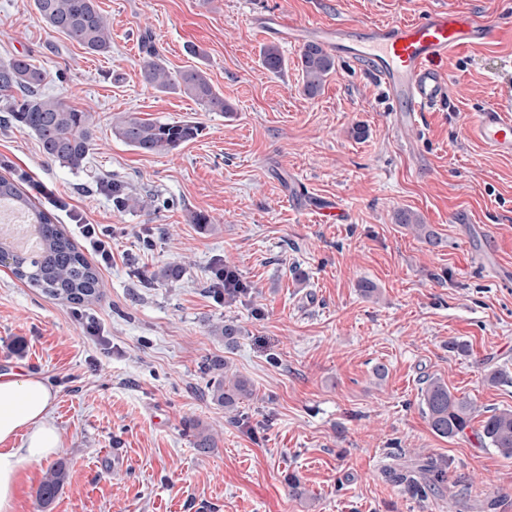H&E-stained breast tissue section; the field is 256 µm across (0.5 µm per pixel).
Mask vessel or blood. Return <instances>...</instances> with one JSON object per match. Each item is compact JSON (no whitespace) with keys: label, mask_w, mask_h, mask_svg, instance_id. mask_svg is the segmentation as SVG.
I'll return each instance as SVG.
<instances>
[{"label":"vessel or blood","mask_w":512,"mask_h":512,"mask_svg":"<svg viewBox=\"0 0 512 512\" xmlns=\"http://www.w3.org/2000/svg\"><path fill=\"white\" fill-rule=\"evenodd\" d=\"M308 34L367 66L398 102V125L413 126L421 113L441 106L448 96L442 60L450 52L487 43L496 29L448 6L415 20L368 26L360 37L338 26L313 27ZM468 134L497 154L512 157V100L476 113Z\"/></svg>","instance_id":"1"}]
</instances>
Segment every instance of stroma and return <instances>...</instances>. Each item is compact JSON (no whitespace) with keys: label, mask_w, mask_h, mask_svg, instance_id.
Instances as JSON below:
<instances>
[{"label":"stroma","mask_w":512,"mask_h":512,"mask_svg":"<svg viewBox=\"0 0 512 512\" xmlns=\"http://www.w3.org/2000/svg\"><path fill=\"white\" fill-rule=\"evenodd\" d=\"M97 3L112 32L105 54L50 30L32 0H0V59L27 56L46 73V95L94 121L79 171L45 162L34 134L0 124V175L78 249V223L112 235V263L99 269L105 294L83 306L0 265V373L40 375L57 393L62 435L53 459L23 465L15 512H38L35 492L57 460L68 479L47 512H512V459L478 435L486 416L512 409V282L483 263L491 254L512 268V157L467 134L477 112L512 96V0ZM447 5L497 33L449 54L446 104L409 128L371 71L348 58L306 96L299 44L257 24L361 29ZM146 36L171 70H205L230 111L146 85ZM270 43L286 60L278 74L260 65ZM123 114L200 133L144 154L113 135ZM358 125L365 139L352 137ZM115 180L145 209L117 210ZM331 202L340 219L317 221ZM400 209L438 244L396 223ZM169 264L183 266L178 282L152 280ZM217 267L235 271L243 290L216 297ZM228 319L242 330L232 348L211 333ZM452 340L462 351L449 350ZM216 358L253 388L236 411L208 394ZM492 370L506 380L490 383ZM429 376L471 401L464 434L432 432L420 405ZM201 430L214 438L206 453L195 445ZM427 461L466 497L423 500L389 477Z\"/></svg>","instance_id":"1"}]
</instances>
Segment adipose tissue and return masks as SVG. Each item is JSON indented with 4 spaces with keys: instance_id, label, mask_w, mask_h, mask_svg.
Segmentation results:
<instances>
[{
    "instance_id": "ef3b65f1",
    "label": "adipose tissue",
    "mask_w": 512,
    "mask_h": 512,
    "mask_svg": "<svg viewBox=\"0 0 512 512\" xmlns=\"http://www.w3.org/2000/svg\"><path fill=\"white\" fill-rule=\"evenodd\" d=\"M56 397L37 374H0V512H14L22 466L49 459L61 445Z\"/></svg>"
}]
</instances>
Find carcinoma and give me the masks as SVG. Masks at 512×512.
Instances as JSON below:
<instances>
[{
    "instance_id": "cac0c4a2",
    "label": "carcinoma",
    "mask_w": 512,
    "mask_h": 512,
    "mask_svg": "<svg viewBox=\"0 0 512 512\" xmlns=\"http://www.w3.org/2000/svg\"><path fill=\"white\" fill-rule=\"evenodd\" d=\"M34 9L48 27L65 35L89 53L103 54L111 48V37L105 17L97 0H33ZM263 68L273 74L285 67V59L275 44L263 48ZM303 92L316 96L326 78L335 70V57L320 43L309 42L299 51ZM144 83L158 91H179L213 111L230 112L232 108L214 89L205 71L190 67L171 73L160 54L146 47V58L141 66ZM45 73L25 56L0 60V98L9 103L4 123L36 135L41 153L48 163H57L71 170H80L87 163L93 136V123L88 112L78 110L58 97L41 92ZM112 131L125 144L143 153H163L194 140L200 128L188 122H150L135 117L118 118ZM112 199L121 208L144 207L145 201L126 193L119 182L111 185ZM10 200L26 209L30 219L44 229L45 246L42 259L31 267L12 255V250L0 242V260H12V274L19 280L39 289L45 295L82 304L99 300L103 282L98 270L73 244L54 222L51 213L32 201L16 180L0 177V201ZM395 222L412 224L424 233L425 240L433 242L434 234L425 231V225L413 213L399 211ZM183 267L168 265L152 274L151 279L177 281ZM215 335L232 346L240 336V328L226 321L214 328ZM226 361L215 359L209 364L213 377L208 383L211 399L228 411L238 408L252 397L250 383L237 375H227ZM420 401L431 430L443 438H454L469 427L474 413L471 402L453 394L438 378H429L421 388ZM481 441L495 449L505 459H512V409L499 410L482 421ZM68 478L65 462H57L46 474L36 492L37 502L44 509L51 505ZM419 491L426 497L446 481L443 469L430 464L418 475Z\"/></svg>"
}]
</instances>
